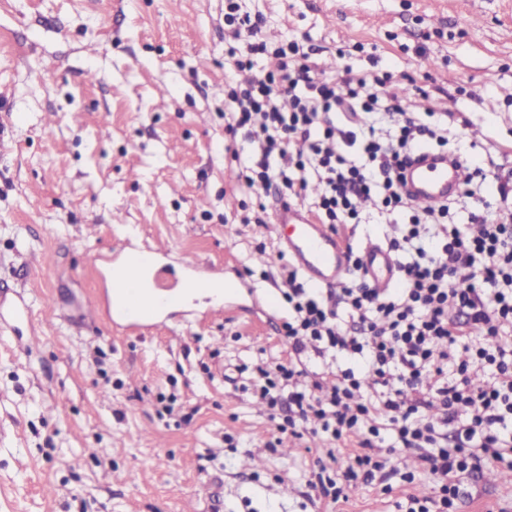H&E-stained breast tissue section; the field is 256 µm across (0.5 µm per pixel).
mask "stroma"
I'll return each mask as SVG.
<instances>
[{
	"mask_svg": "<svg viewBox=\"0 0 512 512\" xmlns=\"http://www.w3.org/2000/svg\"><path fill=\"white\" fill-rule=\"evenodd\" d=\"M262 32L303 45L331 76L380 57L411 112L466 123L448 152L512 162V0H238ZM225 0H0V287L34 301L38 342L0 331V512H396L430 482L391 479L331 504L308 486L327 444L280 433L253 393L257 367L288 360L276 192L241 191L225 130L238 78ZM264 209L266 223L242 218ZM400 228L368 207L346 243ZM161 240L174 260L229 267L251 302L141 336L82 320L102 280L93 252ZM62 313L49 322V306ZM471 477L454 512H512V478Z\"/></svg>",
	"mask_w": 512,
	"mask_h": 512,
	"instance_id": "stroma-1",
	"label": "stroma"
}]
</instances>
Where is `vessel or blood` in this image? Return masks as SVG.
<instances>
[{"mask_svg": "<svg viewBox=\"0 0 512 512\" xmlns=\"http://www.w3.org/2000/svg\"><path fill=\"white\" fill-rule=\"evenodd\" d=\"M466 170L447 153L422 150L419 158L403 172V189L420 204H440L462 186ZM276 222L288 227L281 244L289 258L317 286L341 282L350 265V253L329 225L318 223L301 207L281 204ZM362 271L372 287L385 290L397 281L395 260L375 240L359 250ZM171 250L157 244L146 248L124 245L91 257L93 268L104 277L106 288L96 302L88 305L83 319L107 316L113 327L125 331H150L168 327L182 313L190 286L209 294L211 311H220L239 295L237 284L226 274L203 272L194 262L180 267L170 263ZM33 306L22 291L7 295L0 290V328L19 331L30 326Z\"/></svg>", "mask_w": 512, "mask_h": 512, "instance_id": "obj_1", "label": "vessel or blood"}]
</instances>
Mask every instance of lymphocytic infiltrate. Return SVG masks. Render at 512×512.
<instances>
[{
	"instance_id": "obj_1",
	"label": "lymphocytic infiltrate",
	"mask_w": 512,
	"mask_h": 512,
	"mask_svg": "<svg viewBox=\"0 0 512 512\" xmlns=\"http://www.w3.org/2000/svg\"><path fill=\"white\" fill-rule=\"evenodd\" d=\"M224 20L246 45L237 69L278 61L247 84L224 86L226 130L243 141L233 154L241 186L277 187L322 224L360 223V203L370 199L386 223L404 225L390 244L404 259L388 291L372 288L357 266L348 284L315 289L283 267L288 361L259 369L254 392L292 435H325L327 457L357 440L344 485L318 481L322 496L345 498L390 474L408 483L426 476L433 495L408 496L399 512H450L466 475L490 461L512 468V209L470 212L481 227L473 236L449 204H413L400 172L419 149L447 145V122L430 110L407 114L383 92L390 73L357 78L346 66L327 78L298 44L261 40L250 16ZM310 352L323 370L307 386ZM340 355L363 363L340 368ZM407 453L419 471L403 470Z\"/></svg>"
}]
</instances>
